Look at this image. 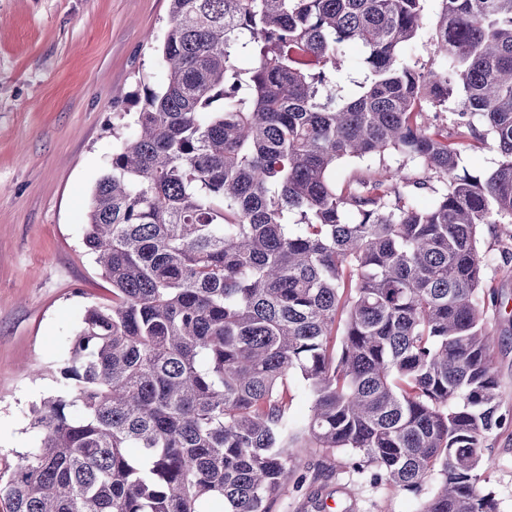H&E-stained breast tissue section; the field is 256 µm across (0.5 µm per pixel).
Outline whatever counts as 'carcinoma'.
Returning <instances> with one entry per match:
<instances>
[{
  "mask_svg": "<svg viewBox=\"0 0 512 512\" xmlns=\"http://www.w3.org/2000/svg\"><path fill=\"white\" fill-rule=\"evenodd\" d=\"M169 2L167 80L143 85L88 216L112 299L85 310L57 362L69 391L32 408L41 445L0 497L271 512L301 448L410 491L435 478L419 512H498L480 485L503 422L483 314L509 301L483 288L477 234L512 224V0H437L426 61V0ZM489 140L497 168L458 174ZM387 154L419 173L336 188L339 161ZM437 12L436 0H428L425 4V13L427 16L426 24L422 29L419 30L418 36L416 37L413 48L414 53L421 58L427 59V48L429 46L431 36V23Z\"/></svg>",
  "mask_w": 512,
  "mask_h": 512,
  "instance_id": "1",
  "label": "carcinoma"
}]
</instances>
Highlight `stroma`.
I'll return each mask as SVG.
<instances>
[{"instance_id": "35a3bbf8", "label": "stroma", "mask_w": 512, "mask_h": 512, "mask_svg": "<svg viewBox=\"0 0 512 512\" xmlns=\"http://www.w3.org/2000/svg\"><path fill=\"white\" fill-rule=\"evenodd\" d=\"M168 0H0V474L38 448L33 406L66 393L55 362L84 309L110 300L83 244L92 193L117 134L135 130L143 84L167 79L158 51ZM484 289L512 298V240L482 226ZM484 318L500 338V411L512 412V319ZM482 484L512 512V423L486 442ZM347 456L301 454L273 512H316V495L352 512H418L420 498L373 486Z\"/></svg>"}]
</instances>
